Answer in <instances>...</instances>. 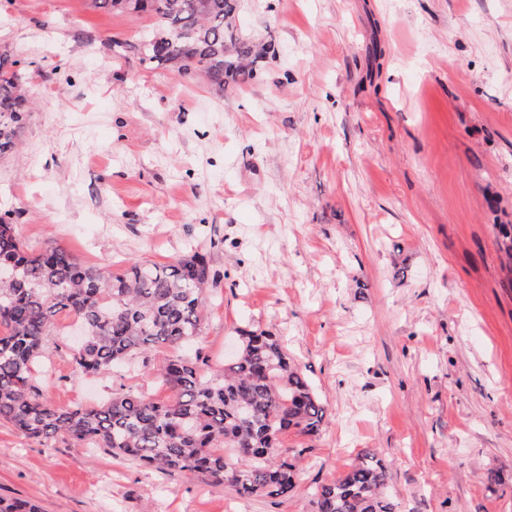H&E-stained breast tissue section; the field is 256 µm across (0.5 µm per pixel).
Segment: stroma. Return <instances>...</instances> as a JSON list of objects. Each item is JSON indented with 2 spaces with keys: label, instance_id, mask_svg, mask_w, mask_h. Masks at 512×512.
<instances>
[{
  "label": "stroma",
  "instance_id": "35a3bbf8",
  "mask_svg": "<svg viewBox=\"0 0 512 512\" xmlns=\"http://www.w3.org/2000/svg\"><path fill=\"white\" fill-rule=\"evenodd\" d=\"M273 41L256 80L117 53L150 26L90 0H0L29 111L0 158V213L112 273L208 252L195 346L216 373L240 330L277 336L327 409L296 493L241 498L0 426V498L41 512H313L366 448L398 512H512V0H241ZM59 313L44 399L169 391L141 364L86 377Z\"/></svg>",
  "mask_w": 512,
  "mask_h": 512
}]
</instances>
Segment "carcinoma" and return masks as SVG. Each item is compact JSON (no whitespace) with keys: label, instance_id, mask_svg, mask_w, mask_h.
<instances>
[{"label":"carcinoma","instance_id":"cac0c4a2","mask_svg":"<svg viewBox=\"0 0 512 512\" xmlns=\"http://www.w3.org/2000/svg\"><path fill=\"white\" fill-rule=\"evenodd\" d=\"M105 12L147 15L152 26L132 45L148 69L201 76L218 92L250 84L272 43L239 24L240 0H91ZM20 60L0 50V156L17 145L27 109ZM217 275L194 251L167 263L131 262L121 273L90 265L54 241L38 249L0 213V425L29 439H64L168 474L201 476L239 497L288 498L308 448L288 436L315 437L326 407L279 339L243 331L220 373L203 376L183 353L200 334ZM84 328L71 349L75 371L96 375L135 357L167 351L155 371L170 392L162 402L134 386L104 402L59 407L44 400L34 365L55 316ZM388 470L365 449L315 493L314 512H397Z\"/></svg>","mask_w":512,"mask_h":512}]
</instances>
